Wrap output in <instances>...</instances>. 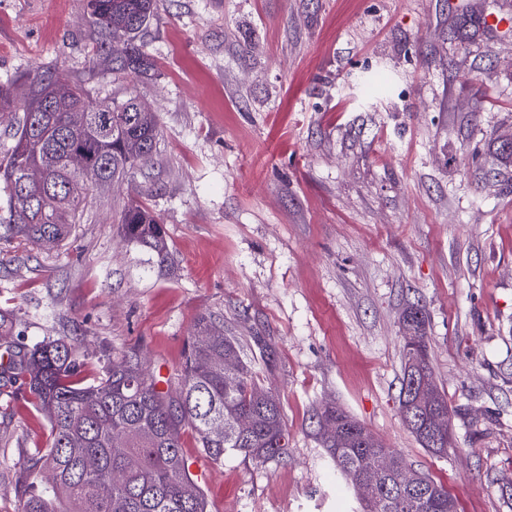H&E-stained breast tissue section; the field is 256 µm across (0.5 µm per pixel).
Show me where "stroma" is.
<instances>
[{"instance_id":"1","label":"stroma","mask_w":512,"mask_h":512,"mask_svg":"<svg viewBox=\"0 0 512 512\" xmlns=\"http://www.w3.org/2000/svg\"><path fill=\"white\" fill-rule=\"evenodd\" d=\"M86 0H0V84L47 72L155 112L157 157L95 196L54 249L0 241L9 343L70 336L89 369L136 347L175 381L199 313L223 314L275 388L288 456L225 457L210 512H356L316 413L340 406L448 487L460 512H512V0H158L148 76L95 60ZM139 196L174 266L144 278L112 211ZM427 314L452 410L439 457L404 427V309ZM48 429L0 379V512Z\"/></svg>"}]
</instances>
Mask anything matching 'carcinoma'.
<instances>
[{"label": "carcinoma", "mask_w": 512, "mask_h": 512, "mask_svg": "<svg viewBox=\"0 0 512 512\" xmlns=\"http://www.w3.org/2000/svg\"><path fill=\"white\" fill-rule=\"evenodd\" d=\"M156 0H87L88 22L101 34L98 55L119 71L150 69L135 44L154 15ZM28 98L19 102L0 85V118L11 116L12 145L0 156V178L9 189L0 209V239L34 247L63 244L82 223L92 195L72 165L79 155L111 187L132 182L154 164L159 128L156 115L133 95L98 98L78 84L60 86L43 72L28 76ZM45 165L37 183L25 170ZM113 223L127 250L142 255L147 278L168 269L171 249L164 225L143 202L131 198ZM425 309L413 304L404 321L417 342L403 345L398 396L403 424L419 444L448 454L452 411L428 361ZM0 377L21 382L46 417L49 443L19 467L17 512H208L182 453V433L192 431L215 465L224 456L258 462L288 454V431L280 395L257 380L244 348L224 333V316L204 311L188 337L177 385L164 390L140 350L120 349L104 359L97 376L84 381L80 344L61 336L31 348H5ZM234 362L237 370H225ZM431 384V407L410 408L422 383ZM441 412L439 444L424 442L429 413ZM369 429L337 406L318 416V439L346 483L369 470L377 458L393 459L390 473L360 501V512H458L440 482L409 464L381 439L364 442Z\"/></svg>", "instance_id": "carcinoma-1"}]
</instances>
